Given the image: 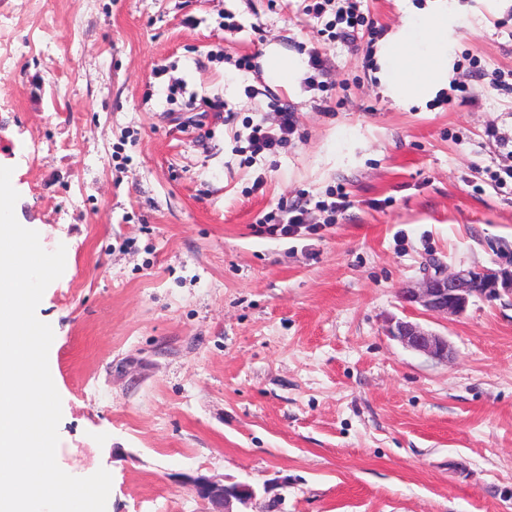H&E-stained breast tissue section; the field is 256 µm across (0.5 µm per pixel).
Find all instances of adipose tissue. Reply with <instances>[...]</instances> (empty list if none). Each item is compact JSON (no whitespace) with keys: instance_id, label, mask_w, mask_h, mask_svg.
<instances>
[{"instance_id":"obj_1","label":"adipose tissue","mask_w":512,"mask_h":512,"mask_svg":"<svg viewBox=\"0 0 512 512\" xmlns=\"http://www.w3.org/2000/svg\"><path fill=\"white\" fill-rule=\"evenodd\" d=\"M401 25L381 39L375 51V75L383 94L401 109L424 107L446 89L452 76V47L460 12L454 0H435L417 8L404 0ZM264 80L293 89L303 58L273 45L261 59Z\"/></svg>"}]
</instances>
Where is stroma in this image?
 Instances as JSON below:
<instances>
[{"mask_svg":"<svg viewBox=\"0 0 512 512\" xmlns=\"http://www.w3.org/2000/svg\"><path fill=\"white\" fill-rule=\"evenodd\" d=\"M458 3L454 85L406 111L304 0H0V166L18 222L66 249L36 310L56 459L111 474L106 512H207L198 475L255 486L249 512H512V297L448 318L402 299L439 268L512 269V190L488 176L512 139V93L488 89L512 5ZM272 44L319 51L332 89L270 86ZM277 103L295 134L245 163ZM337 188V223L260 231ZM394 319L447 336L448 360ZM308 205L278 203L276 209L265 213L257 220V224L264 228L263 232L281 237L298 235L302 228L309 234H316L319 228L317 224L320 223L312 221ZM388 333L406 348L422 352L435 359L447 360L451 353L447 337L427 330L416 322L394 319L388 327Z\"/></svg>","mask_w":512,"mask_h":512,"instance_id":"obj_1","label":"stroma"}]
</instances>
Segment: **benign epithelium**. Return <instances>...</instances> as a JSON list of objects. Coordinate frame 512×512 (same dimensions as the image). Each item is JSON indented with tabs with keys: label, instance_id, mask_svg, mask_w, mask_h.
<instances>
[{
	"label": "benign epithelium",
	"instance_id": "7a95c632",
	"mask_svg": "<svg viewBox=\"0 0 512 512\" xmlns=\"http://www.w3.org/2000/svg\"><path fill=\"white\" fill-rule=\"evenodd\" d=\"M504 294L512 297V270L479 267L450 273L438 271L418 286L405 289L402 299L426 312L460 317L471 299H498ZM388 333L405 347L435 359L446 360L451 353L447 337L416 322L394 319ZM190 483L196 495L214 507L213 512H235L234 504L246 506L257 497V490L247 483L225 486L202 476L190 479Z\"/></svg>",
	"mask_w": 512,
	"mask_h": 512
}]
</instances>
